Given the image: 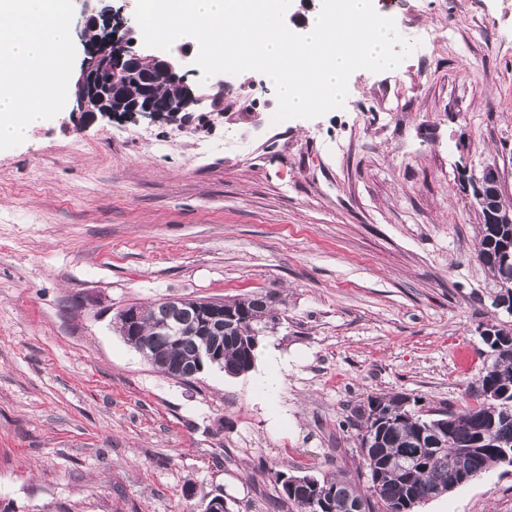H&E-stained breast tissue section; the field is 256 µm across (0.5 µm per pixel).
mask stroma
Segmentation results:
<instances>
[{"label": "stroma", "mask_w": 512, "mask_h": 512, "mask_svg": "<svg viewBox=\"0 0 512 512\" xmlns=\"http://www.w3.org/2000/svg\"><path fill=\"white\" fill-rule=\"evenodd\" d=\"M416 48L343 108L273 123L258 72L189 120L74 121L0 143V512H270L301 466L367 485L352 422L405 393L462 411L492 356L481 215L512 194V0H379ZM274 292L252 369L184 383L115 327L126 305ZM417 512H512V466Z\"/></svg>", "instance_id": "1"}]
</instances>
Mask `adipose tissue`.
Returning <instances> with one entry per match:
<instances>
[{
	"instance_id": "1",
	"label": "adipose tissue",
	"mask_w": 512,
	"mask_h": 512,
	"mask_svg": "<svg viewBox=\"0 0 512 512\" xmlns=\"http://www.w3.org/2000/svg\"><path fill=\"white\" fill-rule=\"evenodd\" d=\"M73 0H0V142L28 137L44 119L49 87L67 88L60 63Z\"/></svg>"
}]
</instances>
